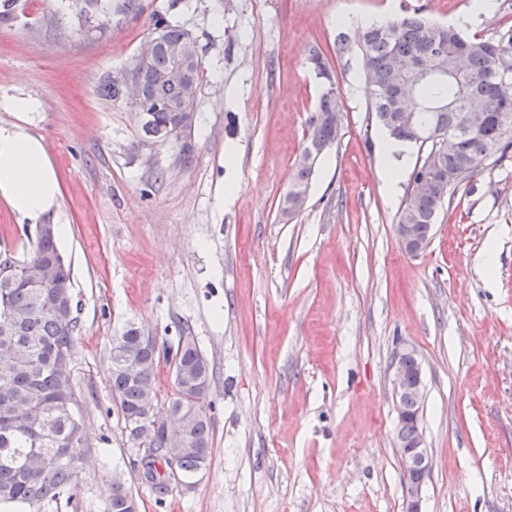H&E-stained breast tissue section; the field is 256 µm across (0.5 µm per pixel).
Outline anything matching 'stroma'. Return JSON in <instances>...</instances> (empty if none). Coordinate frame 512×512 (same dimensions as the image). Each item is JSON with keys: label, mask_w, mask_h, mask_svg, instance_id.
<instances>
[{"label": "stroma", "mask_w": 512, "mask_h": 512, "mask_svg": "<svg viewBox=\"0 0 512 512\" xmlns=\"http://www.w3.org/2000/svg\"><path fill=\"white\" fill-rule=\"evenodd\" d=\"M469 0H133L111 22L58 0H19L0 23V95L42 109L39 137L60 185L49 224L79 302L72 363L87 440L77 497L39 512H105L121 476L139 512H404L390 364L421 365L420 427L433 468L422 512H512V148L448 192L432 240L400 247L358 48L331 60L337 16L420 11L480 39L512 31V0L477 24ZM197 37L203 77L190 160L143 143L135 106L105 81L155 15ZM341 137L319 160L304 210L283 219L306 120L328 84ZM159 347L194 337L212 380L205 466L156 497L143 449L108 384L127 323Z\"/></svg>", "instance_id": "35a3bbf8"}]
</instances>
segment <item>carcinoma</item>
<instances>
[{
  "mask_svg": "<svg viewBox=\"0 0 512 512\" xmlns=\"http://www.w3.org/2000/svg\"><path fill=\"white\" fill-rule=\"evenodd\" d=\"M433 23L407 15L373 24L358 41L362 70L371 83L369 118L389 136L403 139L397 124L403 111L390 92L396 57H412L429 42ZM154 33L167 45L182 40L185 29L171 24L161 15L153 20ZM448 63L459 62L466 74L458 79L412 84L413 110L419 112L428 133L418 143L424 156L410 174L408 186L426 178L432 187L421 193L406 192L397 223L417 225L421 235L432 231L439 209L446 199L439 183L454 185L482 166L486 147L503 143L512 147V95L501 89L502 80H512L496 65L500 54H512V35L507 39L477 40L446 25L435 35ZM170 66L164 49L143 64L130 67L141 77L146 91L148 116L140 121L144 141L167 135L173 129V115L162 104L185 105L195 112V104L182 103V88L177 83H159L154 75ZM484 99L485 116L479 129L468 130L467 93ZM342 113L336 88L325 90L316 109L307 119L306 144L295 162L291 186L308 191L320 155L309 159L306 151L320 149L339 138L336 121ZM73 279L70 266L61 254L57 234L35 230L22 257L0 251V508L5 512H29L47 499L72 500L79 487L85 435L73 407L78 405L72 375L78 318L75 315ZM149 337L141 327L128 324L114 338L111 348L109 382L121 413L128 439L147 434L148 425L139 418L163 410L155 389L157 360L155 350L142 346ZM170 363L176 364L175 393L168 401L180 413L182 430L172 444L177 467L184 475L197 471L201 456L209 454L212 424L206 412L208 392L195 382H211L206 356L193 340L178 343ZM151 450L142 457L144 479L158 497L168 492L169 479L160 467H170V459L156 455L160 443L149 442ZM136 498L125 488H112L107 512H131Z\"/></svg>",
  "mask_w": 512,
  "mask_h": 512,
  "instance_id": "carcinoma-1",
  "label": "carcinoma"
}]
</instances>
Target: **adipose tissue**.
Returning <instances> with one entry per match:
<instances>
[{"mask_svg": "<svg viewBox=\"0 0 512 512\" xmlns=\"http://www.w3.org/2000/svg\"><path fill=\"white\" fill-rule=\"evenodd\" d=\"M60 188L40 138L18 124L0 125V197L38 222L58 203Z\"/></svg>", "mask_w": 512, "mask_h": 512, "instance_id": "ef3b65f1", "label": "adipose tissue"}]
</instances>
